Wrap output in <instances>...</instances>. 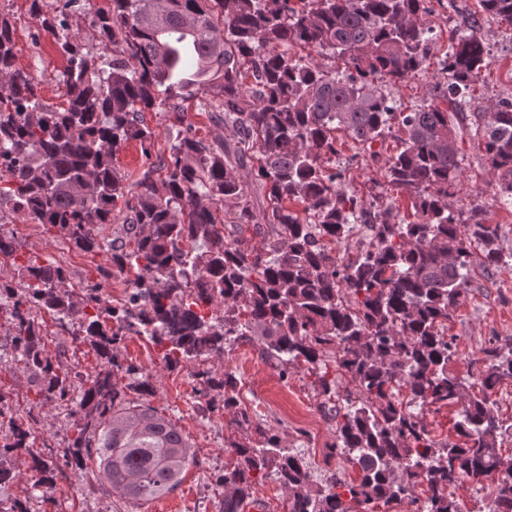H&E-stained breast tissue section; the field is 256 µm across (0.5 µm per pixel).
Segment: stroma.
<instances>
[{
  "label": "stroma",
  "instance_id": "35a3bbf8",
  "mask_svg": "<svg viewBox=\"0 0 512 512\" xmlns=\"http://www.w3.org/2000/svg\"><path fill=\"white\" fill-rule=\"evenodd\" d=\"M479 9L478 0H455L454 5L436 7L434 13L425 16V25L434 33V64L420 78L383 85L401 111L422 104L430 87L441 80L438 61L447 52L450 38L462 26L464 17ZM0 11L9 14L15 26L17 68L38 83L46 103H61L66 90V59L55 37L41 28L30 10V0H0ZM480 35L490 52V64L475 86L476 98L485 102L511 96L512 26L489 17ZM336 138L339 153L335 164L342 174L339 189L364 198L370 187H377L395 200L398 219L411 220L410 198L389 186L383 165L364 156L359 145L344 132H337ZM494 181L477 142L465 141L460 184L451 200L452 207L461 222L470 224L474 221L473 206L481 205L485 222L497 226L498 245L509 257L508 263L491 270L473 262L470 290L447 323V335L456 339V352L449 368L469 381L488 365L486 351L492 341L512 339V209L500 207L494 201ZM2 224L9 225L24 252L63 267L69 285L96 289L99 297L112 306L124 301L127 290L123 280L111 276V250L80 252L56 231L40 224L21 223L7 212H0ZM39 322L48 350L61 352L62 365L71 374L84 379L99 371L101 361L91 348L60 326L51 314H42ZM120 349L123 363L134 366L139 377L150 379L155 387L154 394L148 397L128 391V399L134 404L149 402L175 423L195 455V463L185 472L180 485L171 493L136 505L113 495L95 468L74 475L65 457L76 423L69 413L70 402H40L26 374L5 369L0 370V395L5 398L0 414L23 419L35 439L30 454L16 456L19 476L0 488V499L21 502L27 512H217L224 488L216 477L225 466L234 463L230 445L248 438V430L237 427L232 412L223 405H209L207 397L199 394L197 365L164 368L158 349L142 336L127 337ZM204 366L216 372H235L240 381L241 405L259 421L277 429L288 446L303 455L314 482H321L331 472L348 480L357 478V468L333 448L336 424L319 411L314 378L306 369H289L287 379H280L277 370L261 358L255 342L234 345L222 358L208 360ZM35 456L50 463L54 482L51 499L42 498L33 487L35 477L29 466ZM496 486L492 477L479 482L464 478L451 485L449 491L461 512H486Z\"/></svg>",
  "mask_w": 512,
  "mask_h": 512
}]
</instances>
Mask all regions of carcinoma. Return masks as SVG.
Segmentation results:
<instances>
[{
	"label": "carcinoma",
	"mask_w": 512,
	"mask_h": 512,
	"mask_svg": "<svg viewBox=\"0 0 512 512\" xmlns=\"http://www.w3.org/2000/svg\"><path fill=\"white\" fill-rule=\"evenodd\" d=\"M75 3L61 0L45 12L44 0H31L67 60L66 105L56 108L16 68L14 30L0 12V211L55 228L85 253L104 248V225L123 229L112 241V269L129 285L119 306L92 292L76 297L65 270L48 260L16 266L25 277L21 293L0 277V305L11 306L15 331L10 362L42 401L79 389L72 470L97 466L112 493L138 504L173 491L194 462L171 420L127 401V391L150 395L154 386L120 360L125 337L149 339L169 369L256 339L281 376L301 366L316 376L319 408L336 419L333 449L359 476L346 482L333 473L314 486L303 457L239 407L235 374L201 371V392L216 393L235 423L259 436L231 445L236 462L217 478L219 512L256 503L254 486L271 472L288 495V512H376L403 502L413 512H459L448 486L496 473L488 512H512V465L499 453L512 426L493 399L512 381V342L490 348L494 362L475 385L448 369L454 338L444 333L469 291L472 251L489 268L503 261L497 227L462 224L449 203L465 134L474 133L497 175L496 201L512 207V99L482 105L474 97L489 65L478 21L450 40L439 62L444 80L430 100L398 112L378 82L430 68L422 23L428 0H109L95 12L99 43L91 46L71 34ZM479 3L512 24V0ZM296 46L310 53H290ZM313 51L329 52L341 67L324 69ZM244 64L252 70L248 88ZM191 86L233 141L208 142L178 127L168 156L151 160L145 113L177 108ZM338 130L384 163L390 184L412 199L414 221H395L382 195L365 207L337 189L340 175L329 162ZM391 134L400 150L389 155ZM131 141L146 159L133 183L116 165ZM255 161L268 203L263 224L248 204ZM359 225L365 235L356 255L333 254L331 245ZM246 227L258 243L242 237ZM42 312L71 325L100 357L94 377L76 385L53 360L37 320ZM331 370L350 376L358 397L341 396ZM427 405L460 407L456 441L440 446L430 438ZM9 432L0 486L17 477L10 454L28 451L33 438L16 420ZM31 470L35 487L51 494L45 460L31 457Z\"/></svg>",
	"instance_id": "carcinoma-1"
}]
</instances>
